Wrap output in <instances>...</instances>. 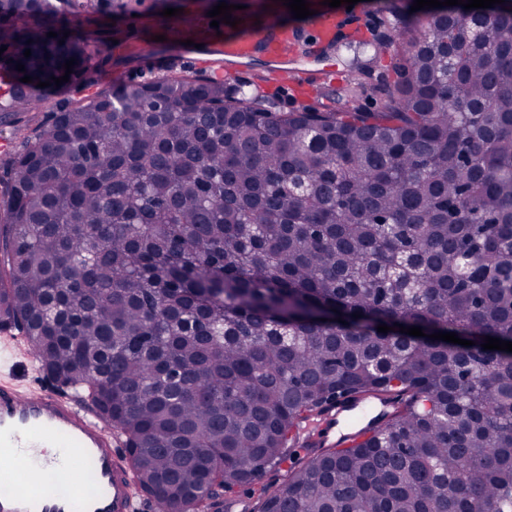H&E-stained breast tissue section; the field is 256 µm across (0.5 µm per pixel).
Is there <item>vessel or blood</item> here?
Segmentation results:
<instances>
[{
    "label": "vessel or blood",
    "instance_id": "obj_1",
    "mask_svg": "<svg viewBox=\"0 0 512 512\" xmlns=\"http://www.w3.org/2000/svg\"><path fill=\"white\" fill-rule=\"evenodd\" d=\"M355 22L350 10L320 14L313 26L317 42L340 39ZM292 28L250 29L235 36L206 37L200 49L211 62L243 60L258 46L280 59L281 82L317 87L323 72L287 66L285 44ZM355 405L336 403L335 418L346 417ZM335 418L319 420L315 440L335 439L346 445L348 430L336 429ZM122 434L55 387L35 381L26 391L0 388V512H139L141 505L130 492V471ZM91 471V485L80 491L65 488L64 479L74 462Z\"/></svg>",
    "mask_w": 512,
    "mask_h": 512
}]
</instances>
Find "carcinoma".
<instances>
[{
	"label": "carcinoma",
	"mask_w": 512,
	"mask_h": 512,
	"mask_svg": "<svg viewBox=\"0 0 512 512\" xmlns=\"http://www.w3.org/2000/svg\"><path fill=\"white\" fill-rule=\"evenodd\" d=\"M408 2L377 112L365 64L309 112L174 73L50 113L3 166L0 330L119 427L164 512H218L314 411L367 394L397 406L258 512H512V352L481 347L512 342V9ZM127 9L0 0V124L67 60L65 87L104 65L79 15ZM396 323L425 336L377 331Z\"/></svg>",
	"instance_id": "1"
}]
</instances>
